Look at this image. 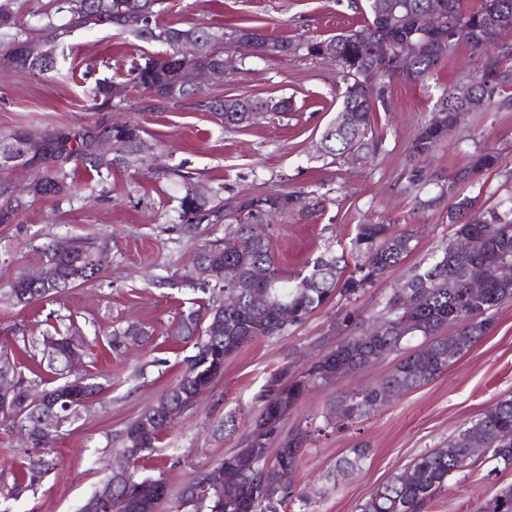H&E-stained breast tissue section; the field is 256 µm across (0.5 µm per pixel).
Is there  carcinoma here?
I'll return each mask as SVG.
<instances>
[{
  "label": "carcinoma",
  "mask_w": 512,
  "mask_h": 512,
  "mask_svg": "<svg viewBox=\"0 0 512 512\" xmlns=\"http://www.w3.org/2000/svg\"><path fill=\"white\" fill-rule=\"evenodd\" d=\"M431 0H368L369 18L357 29L327 37H310L303 41L282 40L292 48L291 55L328 59L340 67L346 80L342 107L356 110L357 123L344 126L339 121L330 123L321 138L322 150L334 157L350 149L374 150L377 147L372 115L378 105H386L389 87L395 79L420 82L431 74L443 56L434 52L426 36L419 33L417 23L430 6ZM443 31L450 37L465 38L476 48L490 51L483 71L462 83L442 91L436 107L454 111L465 104V99L482 98L491 105L502 86L512 82V0H482L476 10H468L463 0H444ZM162 0H56L54 14L40 15L38 23L42 36L35 38L28 29L18 24L9 9V3H0V28L14 30L0 47V61L16 72L42 73L58 71L55 43L78 28L109 25L132 33L138 40L162 43L169 52L157 58H148L131 71V82L146 91L161 104L191 99L205 112L226 127H246L256 122L250 109L262 105L264 113L274 118L288 111L285 100H263L250 96L236 98L237 108L219 111L224 98L204 96V82L209 69L224 58L221 45L224 34L208 26L182 29L160 27L155 17ZM65 19L54 22L55 16ZM389 38L396 49L410 52L413 62L409 68L381 66L370 51L374 39ZM199 39L210 43L209 54L195 61L197 83L186 86L182 82L179 60L193 55ZM243 59L262 58L260 49L267 36L249 27L238 28L230 34ZM465 89L467 98L458 96ZM143 130L135 122H126L117 128L106 121L86 126H55L45 129L44 150L34 163L35 177L26 188H17L0 181V224H11L18 211L29 199L48 197L60 203L72 197L79 189L76 181H68L66 167L73 163L98 177L110 172L116 165H125L135 154ZM448 131L440 130L431 120L419 129L410 147V159L405 168V179L413 186L438 180L427 166L421 164L447 138ZM100 139L112 140V156L104 159L89 149V143ZM499 157L491 151L473 155L469 167L454 178L439 184L436 196L419 202L430 207L448 200V223L455 226V235L475 236L482 241L478 256L457 254L444 246L431 253L428 261L416 267L400 287L393 290L384 313L377 320L388 324L380 335H365L363 321L351 328L348 336L310 364L298 369L287 367L272 374L256 396L257 410L242 446L224 455L220 466L232 472L239 487L231 501L219 499L207 481V472H201L184 487L176 508L183 512H282L288 502L298 497L295 491L296 474L303 447L281 448L277 444L276 423L283 417V400L299 403L312 388L332 383L348 371H357L371 364L377 351L391 353L404 351L403 357L389 375L378 384L356 388L341 394L333 414L326 423L343 426L354 423L379 407L377 399L385 392L399 396L444 373L466 351L490 330V311L512 300V279L491 282L478 295L467 292L466 284L474 277L480 264L495 260L512 266V197L485 209L475 208L476 198L462 194L458 184L496 168ZM172 175L183 189L180 198V217L191 230L195 224H216L224 221L234 224L235 235L255 239L251 249L228 254L221 243L208 241L197 248L194 265L206 261L216 272L212 283L200 284L208 300L189 309L182 317L179 335L196 339L195 353L176 384L163 394L156 404L147 408L126 424L121 434V446L116 450L111 467L121 472L111 474L112 502L100 509L98 505L82 512H128V501L138 499L164 500L169 496L164 477H144L137 470V462L154 451L169 423L155 420L154 437L141 452L128 458L133 447L130 438L142 419L161 415L168 404L179 400L198 383L211 384L224 371V359L261 337L277 336L287 327L278 320L281 309H288L291 325L305 321L334 296L350 297L359 294L367 285L380 278L387 270L400 265L415 249L413 231L396 229L390 224L366 223L357 226L351 240L350 254L353 270H348L344 255L324 254L316 258L307 273L285 275L277 266L267 239V226L275 218H288L297 213L299 198L293 192L240 197L228 211L210 205V198L196 194L197 185L191 172L176 168ZM99 247L80 241L73 256L56 263L62 278L55 289L59 293L97 278L96 264ZM255 266H264L269 279L256 284V293L239 297L234 310L224 308V291L236 277H242ZM14 304L26 306L48 297V290L21 277L11 288ZM456 326V338L448 343L441 335L444 326ZM145 335L136 325L114 330L107 337L112 352L121 354L130 342ZM52 342L58 348L55 358H47V368L53 374L46 391L60 394L68 385L66 356L77 350L76 336H44L41 344ZM16 390L8 410H0V422L7 427L26 426L37 437L34 444L50 443L51 439L39 433L40 416L48 404L35 403L27 395L28 379L16 372ZM496 433L499 443L492 449V457L512 468V398L496 402L474 421L464 427L448 442V447L421 454L413 465L379 485L357 505V512H420L421 507L448 477L467 466L472 457L471 443L487 432ZM367 452L353 449V455L336 462V472L353 473L361 467ZM269 462L282 466L285 475L282 487L271 489L262 480V472ZM56 466L55 457L46 454L44 466L38 472L23 471L4 498L12 499L20 492L37 485L42 476ZM482 512H512V487H508L487 503Z\"/></svg>",
  "instance_id": "1"
}]
</instances>
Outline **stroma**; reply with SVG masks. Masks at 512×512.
I'll list each match as a JSON object with an SVG mask.
<instances>
[{"label": "stroma", "instance_id": "35a3bbf8", "mask_svg": "<svg viewBox=\"0 0 512 512\" xmlns=\"http://www.w3.org/2000/svg\"><path fill=\"white\" fill-rule=\"evenodd\" d=\"M366 15L365 0H164L156 22L179 28L203 23L227 34L250 27L272 38L297 39L353 29ZM166 51V45L99 26L66 37L58 74L18 73L0 64V134L19 127L134 121L150 147L139 168L118 166L102 179L79 171L85 188L71 202L40 199L15 223L0 224V347L13 355L55 332L84 337L80 369L104 386L80 418L58 433L55 469L35 490L0 499V512H80L109 473L120 431L176 383L194 353L191 342L176 337L181 314L203 299L186 275L197 244L230 237L232 227L204 223L195 239H188L178 219L181 192L171 169L190 171L201 188L228 205L244 195L282 190L324 198L323 210L277 219L268 228L270 248L287 274L305 269L324 252L348 251L358 225L371 220L413 229L417 243L401 265L357 296L335 298L305 322L255 340L225 360L208 395L145 461L143 475H165L174 495L239 446L256 410L255 396L272 373L288 364L304 366L333 348L343 336L338 325L346 315L374 320L394 288L453 235L447 205L426 211L416 207L417 199L436 194V185H410L404 169L411 142L432 117L442 90L484 63V53L466 39L456 41L424 82L394 80L386 107L374 114L376 153L341 158L320 151L346 86L334 62L292 56L244 62L235 44L225 41L230 65L223 77L208 81L209 94L291 104L278 118L227 128L188 101L154 108L146 92L130 82V70L144 57ZM99 79L118 88L106 111L97 109L92 95ZM499 99L465 114L427 159L431 171L447 179L468 165L474 150L496 151L497 170L480 183L460 186L486 207L512 195V85ZM84 237L106 246L98 279L24 308L13 304L11 283L41 267L45 244ZM491 318L487 335L444 373L354 424L328 428L324 415L340 392L387 376L398 354L308 392L281 426L285 432L308 423L317 428L296 475L305 498L288 504L287 512H356L362 499L415 457L445 447L465 423L512 397V302L493 310ZM132 323L147 331L146 341L131 346L122 359L111 358L107 336ZM361 446L368 450L361 468L335 475L337 460ZM36 455L19 429L0 424V488L11 486ZM509 485L512 468L478 452L473 464L450 476L420 512H478Z\"/></svg>", "mask_w": 512, "mask_h": 512}]
</instances>
